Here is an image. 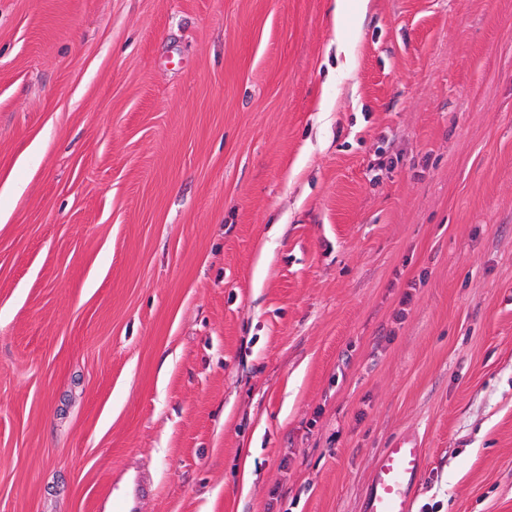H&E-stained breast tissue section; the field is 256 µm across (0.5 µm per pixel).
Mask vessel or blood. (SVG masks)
<instances>
[{"mask_svg":"<svg viewBox=\"0 0 512 512\" xmlns=\"http://www.w3.org/2000/svg\"><path fill=\"white\" fill-rule=\"evenodd\" d=\"M423 466L418 441L407 436L395 438L375 460L366 512H412ZM153 490L150 481L131 473L115 495V512H139Z\"/></svg>","mask_w":512,"mask_h":512,"instance_id":"vessel-or-blood-1","label":"vessel or blood"}]
</instances>
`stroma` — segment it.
I'll use <instances>...</instances> for the list:
<instances>
[{"mask_svg":"<svg viewBox=\"0 0 512 512\" xmlns=\"http://www.w3.org/2000/svg\"><path fill=\"white\" fill-rule=\"evenodd\" d=\"M333 2L0 0V512H512V0ZM368 0H335L332 20L336 27V52H342L345 55V68L351 70L354 66V57L351 53L347 36L339 31L341 22L348 20L352 16H360L365 12ZM415 438L399 436L383 448L374 464L366 512H412L424 466ZM154 490L153 483L132 470L124 486L115 494L116 512H139L142 501Z\"/></svg>","mask_w":512,"mask_h":512,"instance_id":"35a3bbf8","label":"stroma"}]
</instances>
